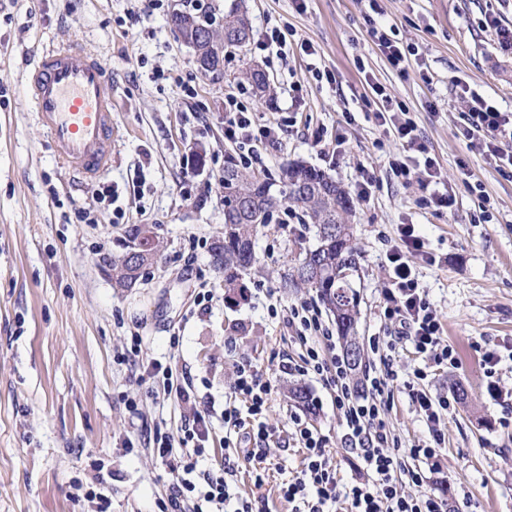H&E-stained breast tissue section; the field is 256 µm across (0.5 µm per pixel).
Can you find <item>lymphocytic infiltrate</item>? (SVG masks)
<instances>
[{"label": "lymphocytic infiltrate", "mask_w": 512, "mask_h": 512, "mask_svg": "<svg viewBox=\"0 0 512 512\" xmlns=\"http://www.w3.org/2000/svg\"><path fill=\"white\" fill-rule=\"evenodd\" d=\"M375 94L379 101L374 113L377 126L408 150L395 165L398 175L408 182L431 185L438 174L437 162L424 146L406 106L385 94L383 88H376ZM285 132L279 123H257L253 112L237 97L225 96L224 139L236 148L238 164L249 168L261 161L263 152L281 146ZM456 135L470 142H488L501 167L512 168L511 112L500 111L480 94L471 93L465 122ZM398 233L400 246L386 255L387 272L395 287L382 311L389 333L373 337L371 347L378 354L392 348L395 339L403 338L423 358L439 364L454 363L452 349L440 345L441 324L419 287L415 268L407 260L408 254L421 253L424 242L414 225H399ZM289 322L297 327L304 347L298 361L289 363V372L314 377L331 393L346 439L359 450L365 472L364 479L343 487L335 467L325 459L324 437L301 419H294L305 464L282 487L289 512H336L337 503L343 499L349 500L351 512H453L447 498L425 490L426 477L421 468L404 463L408 457H436L444 442L440 422L450 410L451 400L433 398L423 390L414 392L419 412L431 424L430 440L406 446L386 422L397 373L385 370L369 378L364 389H357L350 384L347 362L337 354L318 308L305 302L291 307ZM164 386L174 389L178 402L192 406L193 412L177 433L159 431L153 437V455L173 476L163 512H256L253 502L235 499L226 480L231 466L215 470L199 465L207 453L211 414L196 409L192 379L177 385L168 380ZM270 393V382L256 366L238 365L221 417L226 436L244 444L245 459L263 455L258 444L270 435L265 421Z\"/></svg>", "instance_id": "1"}]
</instances>
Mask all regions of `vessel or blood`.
Listing matches in <instances>:
<instances>
[{
  "label": "vessel or blood",
  "instance_id": "1",
  "mask_svg": "<svg viewBox=\"0 0 512 512\" xmlns=\"http://www.w3.org/2000/svg\"><path fill=\"white\" fill-rule=\"evenodd\" d=\"M29 93L55 156L81 181L112 166V73L101 60L72 44L37 58Z\"/></svg>",
  "mask_w": 512,
  "mask_h": 512
}]
</instances>
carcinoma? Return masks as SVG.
<instances>
[{
  "mask_svg": "<svg viewBox=\"0 0 512 512\" xmlns=\"http://www.w3.org/2000/svg\"><path fill=\"white\" fill-rule=\"evenodd\" d=\"M170 25L193 49L204 72L224 73V56L250 40L252 29L240 0L221 8L216 0H181ZM224 241L212 247L215 264L224 267L228 290L243 295L247 285L242 274L256 263L254 238L283 204L301 212L316 227L317 245L299 253L283 283L291 288L313 290L334 317L338 335L352 373L361 360L351 357L357 344L358 295L352 284L360 252L353 244L354 225L349 222L353 202L348 191L323 171L303 162H293L278 178H261L244 167L224 166ZM133 246L113 264L115 283L129 287L159 250V241L149 227L131 233Z\"/></svg>",
  "mask_w": 512,
  "mask_h": 512,
  "instance_id": "carcinoma-1",
  "label": "carcinoma"
}]
</instances>
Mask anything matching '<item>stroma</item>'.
I'll use <instances>...</instances> for the list:
<instances>
[{
  "label": "stroma",
  "mask_w": 512,
  "mask_h": 512,
  "mask_svg": "<svg viewBox=\"0 0 512 512\" xmlns=\"http://www.w3.org/2000/svg\"><path fill=\"white\" fill-rule=\"evenodd\" d=\"M385 26L401 47L418 52L417 68L400 76L373 42L367 0H245L254 34L278 26L283 51L255 42L224 59V76L198 71L193 52L168 19L180 0L160 8L145 0H0V512H159L172 476L149 449L157 428L181 426L187 409L165 395L162 381L144 385L153 363L174 377L198 379L202 403L217 413L209 437L213 466L224 462L218 416L236 369L248 361L274 386L267 413L268 454L283 460L254 481L255 462L240 463L234 489L288 512L281 487L303 467L290 416L300 414L326 439V457L344 485L360 477L361 460L343 441L330 392L312 377L281 372L302 353L291 306L314 292L284 287L301 245L298 217L259 228L257 263L245 274L248 300L225 290L210 252L224 235V97L239 92L242 73L263 68L269 90L249 95L257 117L284 122L281 148L267 152L263 174L278 177L302 161L354 188L361 171L375 182L354 198L361 252L353 286L359 294L362 345L384 335L381 307L391 288L386 254L397 227L418 224L423 254L419 285L444 328L455 368L432 367L420 388L446 395L463 386L466 403L445 421V446L428 472L427 491L458 500L461 512H512V408L492 401L483 355L495 353L502 389L512 391V177L486 147L456 131L472 89L512 113V0H379ZM79 41L112 69V167L125 212L112 211L96 184H79L51 150L28 96L38 53ZM311 44L315 55H306ZM334 74L316 81L309 65ZM181 83H174V76ZM401 101L441 170L450 208L422 206L429 194L391 168L403 148L382 137L373 118V85ZM149 226L158 257L128 288L115 287L112 260L134 226ZM213 290L209 306L200 293ZM422 361L410 343L385 356L366 355V372L399 375L387 411L391 432L406 444L429 432L406 386ZM303 387L312 409L295 403Z\"/></svg>",
  "instance_id": "1"
}]
</instances>
